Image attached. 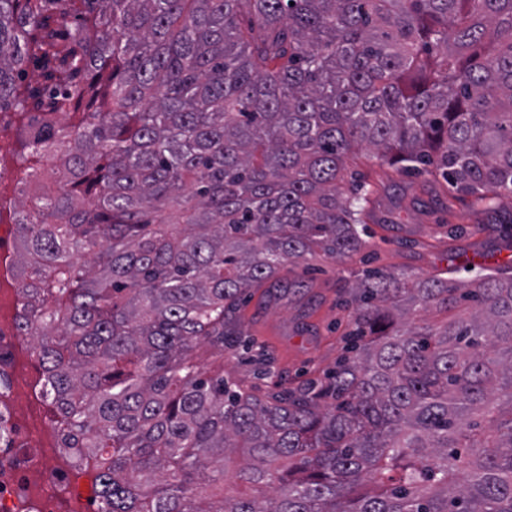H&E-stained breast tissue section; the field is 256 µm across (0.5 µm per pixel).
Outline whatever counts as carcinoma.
<instances>
[{
    "mask_svg": "<svg viewBox=\"0 0 512 512\" xmlns=\"http://www.w3.org/2000/svg\"><path fill=\"white\" fill-rule=\"evenodd\" d=\"M2 112L0 150L59 173L14 211L17 330L99 512H512L498 268L365 272L346 354L281 393L193 363L246 291L363 248L352 141L512 195V0H0ZM237 457L269 494L211 493Z\"/></svg>",
    "mask_w": 512,
    "mask_h": 512,
    "instance_id": "1",
    "label": "carcinoma"
}]
</instances>
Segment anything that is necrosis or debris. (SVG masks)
Segmentation results:
<instances>
[{
	"mask_svg": "<svg viewBox=\"0 0 512 512\" xmlns=\"http://www.w3.org/2000/svg\"><path fill=\"white\" fill-rule=\"evenodd\" d=\"M11 262L0 251V512H97L92 464L72 465L62 454L42 393L29 371L35 358L19 336Z\"/></svg>",
	"mask_w": 512,
	"mask_h": 512,
	"instance_id": "necrosis-or-debris-1",
	"label": "necrosis or debris"
}]
</instances>
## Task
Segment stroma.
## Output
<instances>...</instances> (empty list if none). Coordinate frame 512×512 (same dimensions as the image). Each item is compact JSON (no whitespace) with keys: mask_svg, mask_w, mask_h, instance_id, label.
Returning <instances> with one entry per match:
<instances>
[{"mask_svg":"<svg viewBox=\"0 0 512 512\" xmlns=\"http://www.w3.org/2000/svg\"><path fill=\"white\" fill-rule=\"evenodd\" d=\"M348 166L375 191L370 244L351 258L320 261L318 271L306 278L295 268L283 272L290 284L284 292L254 289L238 311L239 325L271 357V372L259 374L240 349L225 351L220 368L258 393L321 377L335 364L349 323L339 298L362 270L469 279L477 256L492 266L512 261V196L500 197L496 212H481L472 197L453 192L441 178L426 171L398 172L364 144L353 147Z\"/></svg>","mask_w":512,"mask_h":512,"instance_id":"35a3bbf8","label":"stroma"}]
</instances>
